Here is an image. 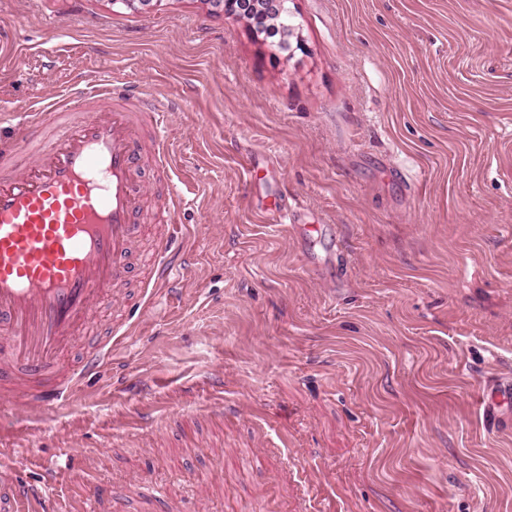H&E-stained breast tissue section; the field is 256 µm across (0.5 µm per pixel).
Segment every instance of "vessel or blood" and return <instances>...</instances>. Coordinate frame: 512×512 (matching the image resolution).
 I'll use <instances>...</instances> for the list:
<instances>
[{
    "instance_id": "vessel-or-blood-1",
    "label": "vessel or blood",
    "mask_w": 512,
    "mask_h": 512,
    "mask_svg": "<svg viewBox=\"0 0 512 512\" xmlns=\"http://www.w3.org/2000/svg\"><path fill=\"white\" fill-rule=\"evenodd\" d=\"M50 138L31 145L0 136V400L30 408L63 404L111 348L99 340L80 362L63 355L128 276L135 243L148 233L137 177L151 158L169 177L165 115L153 98L130 101L111 80L49 106ZM153 282L172 269L171 239L159 237Z\"/></svg>"
}]
</instances>
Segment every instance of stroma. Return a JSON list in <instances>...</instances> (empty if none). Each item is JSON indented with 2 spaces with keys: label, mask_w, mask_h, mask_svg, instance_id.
Wrapping results in <instances>:
<instances>
[{
  "label": "stroma",
  "mask_w": 512,
  "mask_h": 512,
  "mask_svg": "<svg viewBox=\"0 0 512 512\" xmlns=\"http://www.w3.org/2000/svg\"><path fill=\"white\" fill-rule=\"evenodd\" d=\"M0 0V113L103 74L169 110L172 289L65 409L0 405V475L70 512H512V0ZM330 236L301 244L259 200Z\"/></svg>",
  "instance_id": "1"
}]
</instances>
